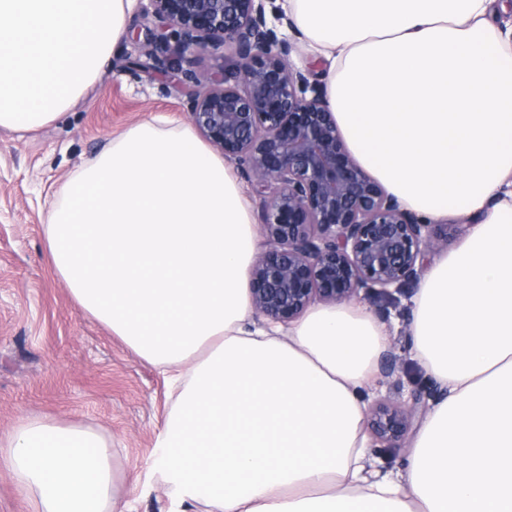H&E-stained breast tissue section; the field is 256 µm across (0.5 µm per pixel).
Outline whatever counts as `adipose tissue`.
<instances>
[{
    "label": "adipose tissue",
    "instance_id": "1",
    "mask_svg": "<svg viewBox=\"0 0 512 512\" xmlns=\"http://www.w3.org/2000/svg\"><path fill=\"white\" fill-rule=\"evenodd\" d=\"M494 0H283L329 63L325 102L404 208L468 234L413 299L439 384L397 477L370 474L360 392L389 327L316 305L252 331L256 229L231 167L144 121L77 170L47 227L58 273L176 388L152 475L173 512H512V31ZM133 0H0V128L55 121L98 76ZM0 465L33 512H124L106 443L23 419Z\"/></svg>",
    "mask_w": 512,
    "mask_h": 512
}]
</instances>
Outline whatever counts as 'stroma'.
<instances>
[{"mask_svg": "<svg viewBox=\"0 0 512 512\" xmlns=\"http://www.w3.org/2000/svg\"><path fill=\"white\" fill-rule=\"evenodd\" d=\"M280 0H267L266 18L290 45L297 69L325 82L327 62L305 37L279 23ZM150 0H135L127 30L97 79L61 117L19 134L0 129V434L23 416L76 425L110 445L130 512H169L165 486L150 481L155 439L171 407L160 371L77 303L56 272L46 227L57 192L71 175L129 127L154 118L189 123L187 95L168 74L169 54L149 53L138 30L156 26ZM417 283L397 300L364 302L380 321L398 319L361 398L409 403L437 391L411 353L404 324Z\"/></svg>", "mask_w": 512, "mask_h": 512, "instance_id": "35a3bbf8", "label": "stroma"}]
</instances>
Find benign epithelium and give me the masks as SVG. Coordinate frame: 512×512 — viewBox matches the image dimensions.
<instances>
[{"label":"benign epithelium","instance_id":"benign-epithelium-1","mask_svg":"<svg viewBox=\"0 0 512 512\" xmlns=\"http://www.w3.org/2000/svg\"><path fill=\"white\" fill-rule=\"evenodd\" d=\"M265 0H151L160 27L154 46L179 36L173 67L188 88L200 135L241 167L264 198V250L252 265L259 316L287 325L315 303L391 295L420 277L425 254L448 236L402 208L347 149L323 92L288 60L290 47L268 26ZM217 39L231 43L232 70L203 81L186 55ZM380 403L373 432L404 438L415 406Z\"/></svg>","mask_w":512,"mask_h":512}]
</instances>
